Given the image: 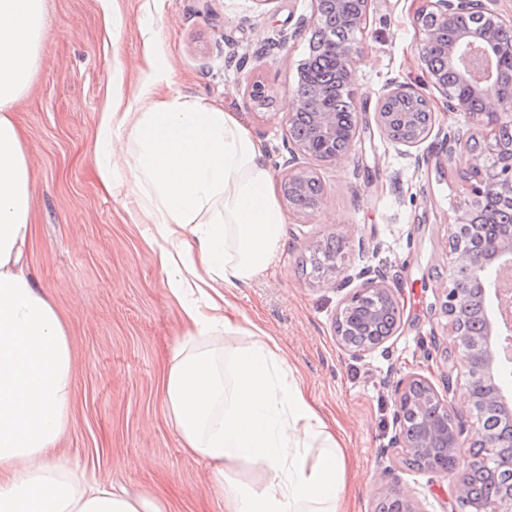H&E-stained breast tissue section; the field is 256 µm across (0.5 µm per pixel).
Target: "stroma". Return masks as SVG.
Masks as SVG:
<instances>
[{
    "instance_id": "1",
    "label": "stroma",
    "mask_w": 512,
    "mask_h": 512,
    "mask_svg": "<svg viewBox=\"0 0 512 512\" xmlns=\"http://www.w3.org/2000/svg\"><path fill=\"white\" fill-rule=\"evenodd\" d=\"M417 0H376L365 30L354 106L368 128L348 158L315 163L323 200L314 211L288 210L282 246L270 267L232 289L239 319L271 336L317 411L333 422L347 460L345 512H374L390 486L415 497L421 512H460L450 473L408 466L391 448L393 376L416 372L440 384L430 360L453 343L438 313L448 276L451 226L468 195L460 173L469 151L448 154L449 133L468 129V114L448 111L427 85L418 59ZM48 34L27 92L12 112L23 133L33 197L28 263L68 329L73 401L57 448L65 468L88 481L152 494L177 512H224L204 461L189 456L170 423L162 375L181 334L142 225L103 191L93 144L99 115L115 95L132 100L144 36L153 32L175 87L237 118L268 162L288 158L286 119L299 69L309 54L312 0H47ZM261 80L274 90L260 107L248 94ZM412 84L431 101V136L408 148L373 124L391 81ZM340 240L343 254L366 248L367 264L386 269L402 298L400 332L362 359L336 342L343 299L331 274H303L313 244Z\"/></svg>"
}]
</instances>
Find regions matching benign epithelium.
Wrapping results in <instances>:
<instances>
[{
	"mask_svg": "<svg viewBox=\"0 0 512 512\" xmlns=\"http://www.w3.org/2000/svg\"><path fill=\"white\" fill-rule=\"evenodd\" d=\"M492 0H434L421 5L414 19L419 34V58L428 82L441 91L447 100L448 110L468 111V103L456 97L448 87L447 73L452 70L458 78L471 86L482 97L486 111L473 115V126L485 132L486 146L481 154L473 156L470 170L476 183L469 185L471 199L462 206L451 237L462 240L473 233L471 215L482 204L487 191L503 189L512 192V160L508 167L494 162L504 153L500 141L501 127L512 125V107L498 96V90L512 85V67H505L504 57H512V18L504 19L489 7ZM340 8V19L352 30L366 25L374 0H355L357 7L347 9V0H335ZM433 7V23H420L424 10ZM484 17L493 26L482 30L457 28L463 17ZM331 51L339 62L331 81L333 92L339 97L352 98L356 65L362 46L354 41L333 43ZM431 107L430 100L412 85L390 82L378 98L375 123L380 133L389 141L406 147H416L432 133L436 116L429 112L426 125L417 126V109ZM302 110L312 112L308 132L296 137L288 135V152L291 158L283 163L280 189L283 199H288V189L299 191L310 180H318L310 168L296 166V157L302 155L319 162H336L344 159L357 142L364 129L358 112L351 111L345 122L336 123V113L327 110L316 97L297 92L294 107L288 113V129H293L294 119ZM474 133L459 131L448 138V155L457 150L470 149ZM452 267L467 268L471 280L480 283L488 270L512 273V234L508 239H497L480 249H466L457 245L453 250ZM336 274L334 288L342 291L354 281H360L354 291L346 295L336 312L334 335L338 345L355 358L362 359L383 347L395 336L404 318V305L395 289L388 283V275L381 268L359 267L354 260L341 267H333ZM469 286L448 276V286L443 288L439 301V314L446 318L448 336L453 340L455 351L467 363V383L464 392L466 412L493 406L507 414L512 422V400L500 387L480 392L478 378L493 383L498 376L500 349L504 341L512 339V310L503 302L499 288H494V310L484 311L480 340L464 334L465 323L470 319V309L465 302ZM444 393L420 374L399 378L394 385V435L391 447L401 449L407 464L420 470L444 472L447 465L456 469L455 488L462 497L466 475L487 462L512 474V454L504 449L512 447V437L483 429L479 421L463 419L454 408L449 396L456 394L453 377L448 372L441 375ZM469 447L465 457L461 449ZM395 503V512H420L418 502L410 496H402L388 487L380 490L377 512H387V506ZM480 512H512V479L502 484L497 496Z\"/></svg>",
	"mask_w": 512,
	"mask_h": 512,
	"instance_id": "benign-epithelium-1",
	"label": "benign epithelium"
}]
</instances>
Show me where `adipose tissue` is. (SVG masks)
Instances as JSON below:
<instances>
[{
	"instance_id": "1",
	"label": "adipose tissue",
	"mask_w": 512,
	"mask_h": 512,
	"mask_svg": "<svg viewBox=\"0 0 512 512\" xmlns=\"http://www.w3.org/2000/svg\"><path fill=\"white\" fill-rule=\"evenodd\" d=\"M46 0H0V512H171L153 496L74 483L52 452L69 424L67 329L29 272L33 195L10 109L27 89ZM135 110L101 112L100 182L145 225L183 331L163 400L185 451L206 463L224 512H342L348 451L309 402L273 339L246 331L227 298L265 272L288 217L261 143L230 113L174 91L155 37L144 42ZM125 157L132 193L115 176ZM250 333L243 348L225 337ZM247 464L263 480L239 483Z\"/></svg>"
}]
</instances>
